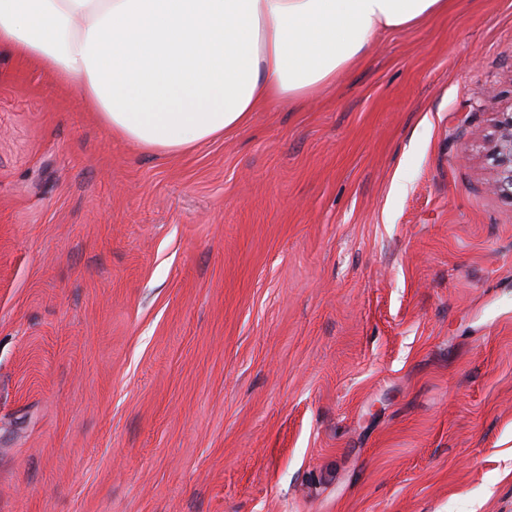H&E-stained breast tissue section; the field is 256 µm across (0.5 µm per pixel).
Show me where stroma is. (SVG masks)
<instances>
[{
    "mask_svg": "<svg viewBox=\"0 0 512 512\" xmlns=\"http://www.w3.org/2000/svg\"><path fill=\"white\" fill-rule=\"evenodd\" d=\"M512 0L176 156L0 54V512H512ZM495 128L489 153L494 169L490 188L512 200V109L499 113Z\"/></svg>",
    "mask_w": 512,
    "mask_h": 512,
    "instance_id": "35a3bbf8",
    "label": "stroma"
}]
</instances>
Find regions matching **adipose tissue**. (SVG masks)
<instances>
[{"label": "adipose tissue", "mask_w": 512, "mask_h": 512, "mask_svg": "<svg viewBox=\"0 0 512 512\" xmlns=\"http://www.w3.org/2000/svg\"><path fill=\"white\" fill-rule=\"evenodd\" d=\"M448 0H0V50L74 84L116 142L176 155L334 83Z\"/></svg>", "instance_id": "obj_1"}]
</instances>
